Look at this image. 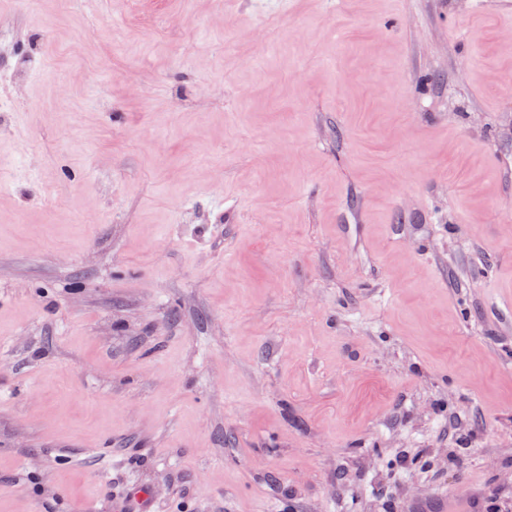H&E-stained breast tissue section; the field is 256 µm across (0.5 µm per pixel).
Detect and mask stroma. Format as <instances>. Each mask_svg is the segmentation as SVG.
I'll return each instance as SVG.
<instances>
[{"mask_svg": "<svg viewBox=\"0 0 512 512\" xmlns=\"http://www.w3.org/2000/svg\"><path fill=\"white\" fill-rule=\"evenodd\" d=\"M124 500L512 512V0H0V512Z\"/></svg>", "mask_w": 512, "mask_h": 512, "instance_id": "35a3bbf8", "label": "stroma"}]
</instances>
